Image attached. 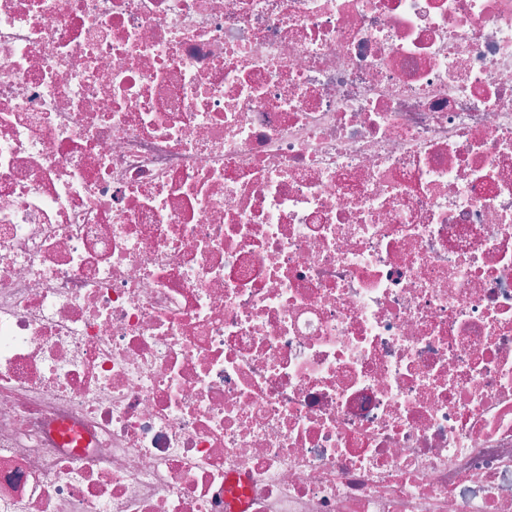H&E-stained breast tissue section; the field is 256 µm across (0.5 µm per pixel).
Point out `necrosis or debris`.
Wrapping results in <instances>:
<instances>
[{"label":"necrosis or debris","instance_id":"obj_1","mask_svg":"<svg viewBox=\"0 0 512 512\" xmlns=\"http://www.w3.org/2000/svg\"><path fill=\"white\" fill-rule=\"evenodd\" d=\"M512 512V0H0V512Z\"/></svg>","mask_w":512,"mask_h":512}]
</instances>
